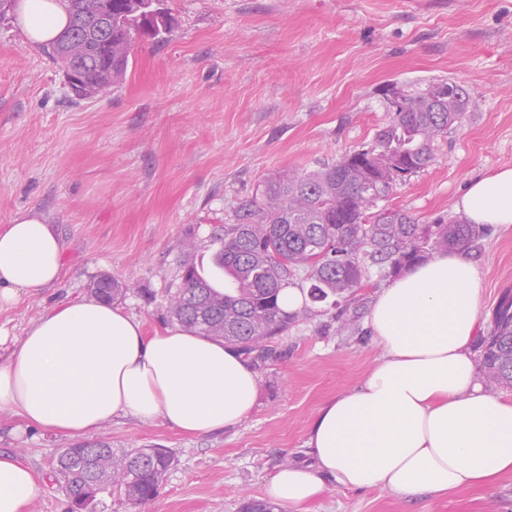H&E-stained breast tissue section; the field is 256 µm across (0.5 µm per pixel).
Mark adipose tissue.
I'll return each mask as SVG.
<instances>
[{"mask_svg": "<svg viewBox=\"0 0 512 512\" xmlns=\"http://www.w3.org/2000/svg\"><path fill=\"white\" fill-rule=\"evenodd\" d=\"M15 18L34 44L50 43L68 24L59 0H17ZM457 211L470 224L512 225V167L473 179ZM63 258L59 235L36 211L1 225L0 310L55 284ZM481 288L457 250L381 288L367 325L382 359L356 388L324 402L305 459L281 467L267 497L290 510L322 496L326 474L345 490L433 498L512 474V398L479 381ZM2 345L0 411L54 435L132 416L202 436L235 427L256 403L257 376L238 352L180 327L147 335L107 301L56 306L19 339L0 330ZM38 491L30 468L0 453V512H26Z\"/></svg>", "mask_w": 512, "mask_h": 512, "instance_id": "adipose-tissue-1", "label": "adipose tissue"}]
</instances>
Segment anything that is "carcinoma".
Masks as SVG:
<instances>
[{
  "label": "carcinoma",
  "instance_id": "1",
  "mask_svg": "<svg viewBox=\"0 0 512 512\" xmlns=\"http://www.w3.org/2000/svg\"><path fill=\"white\" fill-rule=\"evenodd\" d=\"M70 23L50 56L75 78L74 97L98 96L126 77L137 41L162 43L175 19L153 0H63ZM465 91L454 81H437L403 96L389 107L390 122L374 143L340 157L320 170L286 171L267 181L259 196L242 203L234 222L214 239L224 243L214 256L224 270L217 287L190 254L197 242L184 243L181 284L168 295L167 313L179 326L253 356L269 358L273 340L296 321L312 315L304 307L288 313L279 306L282 289L303 279L312 302L337 305L364 287L365 260L386 267L391 277L423 262L435 250L469 252L489 228L456 221L420 224L400 209L374 210L400 181L427 167L434 145L461 116ZM131 285L110 276L94 281L92 293L115 301ZM479 366L490 391L512 388V297L506 295L493 313L488 334L480 337ZM86 461L58 448L51 472L70 501L88 503L97 512L99 490L112 488L130 504L153 499L176 464L171 452L152 448L116 450L88 442Z\"/></svg>",
  "mask_w": 512,
  "mask_h": 512
}]
</instances>
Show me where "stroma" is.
I'll use <instances>...</instances> for the list:
<instances>
[{"mask_svg":"<svg viewBox=\"0 0 512 512\" xmlns=\"http://www.w3.org/2000/svg\"><path fill=\"white\" fill-rule=\"evenodd\" d=\"M167 42L137 45L125 80L73 100L45 48L13 12L0 15V225L36 209L64 245L56 285L0 310V329L23 336L52 307L91 299L102 275L135 283L118 304L146 333L170 327L167 297L183 242L211 269V236L278 172L300 173L370 146L392 114L384 93L439 80L461 84L462 118L435 144L432 164L386 200L419 223L457 219L473 178L512 166V0H167ZM471 258L481 280L479 319L490 324L512 291V226L493 227ZM343 306H317L257 366L258 398L237 427L190 437L162 422L118 418L86 433L115 448H167L178 459L152 501L105 498L104 512H237L286 460L299 459L308 425L329 398L355 388L381 350L365 324L386 284ZM0 412V452L35 473L27 512H67L46 479L73 447ZM306 512H512V475L441 499L329 485Z\"/></svg>","mask_w":512,"mask_h":512,"instance_id":"35a3bbf8","label":"stroma"}]
</instances>
